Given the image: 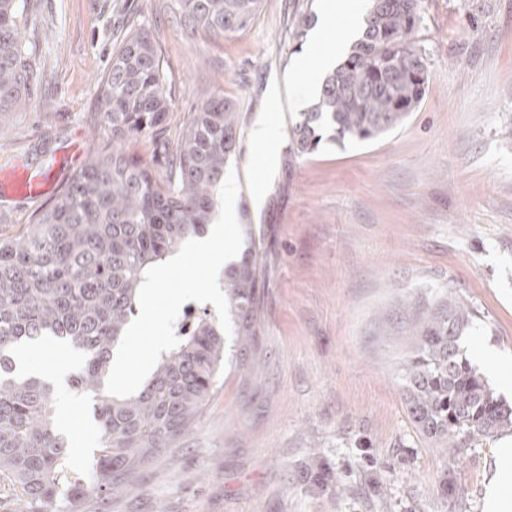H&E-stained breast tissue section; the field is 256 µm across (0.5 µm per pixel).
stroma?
<instances>
[{
    "label": "stroma",
    "instance_id": "1",
    "mask_svg": "<svg viewBox=\"0 0 512 512\" xmlns=\"http://www.w3.org/2000/svg\"><path fill=\"white\" fill-rule=\"evenodd\" d=\"M175 0H27L30 107L0 118V167L53 166L66 188L100 148L99 80L127 20L162 50L172 109L163 140L200 101L238 106L239 223L264 240L259 351L224 369L193 432L145 465L127 496L50 512H484L497 438L444 454L416 430L399 379L412 310L440 298L472 313L465 339L512 356V0H422L411 38L427 89L398 128L325 144L289 163L294 94L271 99L300 48L289 26L317 0H261L244 31L182 26ZM276 148L254 149L257 122ZM79 147L69 161L71 147ZM49 198H0V237ZM62 422L71 473L97 446L90 404ZM452 488L449 496L441 484Z\"/></svg>",
    "mask_w": 512,
    "mask_h": 512
}]
</instances>
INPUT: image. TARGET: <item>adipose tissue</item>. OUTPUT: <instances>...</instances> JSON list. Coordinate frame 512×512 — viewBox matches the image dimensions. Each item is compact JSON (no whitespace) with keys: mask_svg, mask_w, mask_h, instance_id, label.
Returning <instances> with one entry per match:
<instances>
[{"mask_svg":"<svg viewBox=\"0 0 512 512\" xmlns=\"http://www.w3.org/2000/svg\"><path fill=\"white\" fill-rule=\"evenodd\" d=\"M361 13L349 15L342 26H336V46L327 48L320 37H312L305 51L297 56L288 74V88L294 92L312 91V73L333 70L347 45L360 30ZM484 512H512V435L502 438L495 454V465L484 497Z\"/></svg>","mask_w":512,"mask_h":512,"instance_id":"ef3b65f1","label":"adipose tissue"}]
</instances>
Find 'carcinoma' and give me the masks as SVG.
I'll list each match as a JSON object with an SVG mask.
<instances>
[{"label":"carcinoma","instance_id":"carcinoma-1","mask_svg":"<svg viewBox=\"0 0 512 512\" xmlns=\"http://www.w3.org/2000/svg\"><path fill=\"white\" fill-rule=\"evenodd\" d=\"M260 0H177L184 26L215 36L244 30ZM421 0H371L362 36L324 75L313 106L288 136V162L374 139L404 122L427 88L426 63L411 33ZM25 0H0V116L24 112L34 79L20 39ZM312 16L293 17L303 41ZM172 100L161 54L150 33L132 28L113 50L96 112L106 144L21 236L0 238V510L43 512L64 498L132 492L145 463L186 438L219 388L226 336L207 311H189L174 326L180 344L161 354L131 396L108 394L111 351L135 314L147 268L204 229L214 192L234 152V101L211 96L183 127L164 181L120 144L161 127ZM239 260L224 269L236 361L245 366L261 334L266 270L252 225L244 226ZM469 311L445 299L414 311L401 382L417 431L458 454L512 429V406L476 370L460 339ZM54 336L83 354L72 387L92 403L99 447L89 470L68 475L70 438L54 416L52 387L15 374L14 347Z\"/></svg>","mask_w":512,"mask_h":512}]
</instances>
